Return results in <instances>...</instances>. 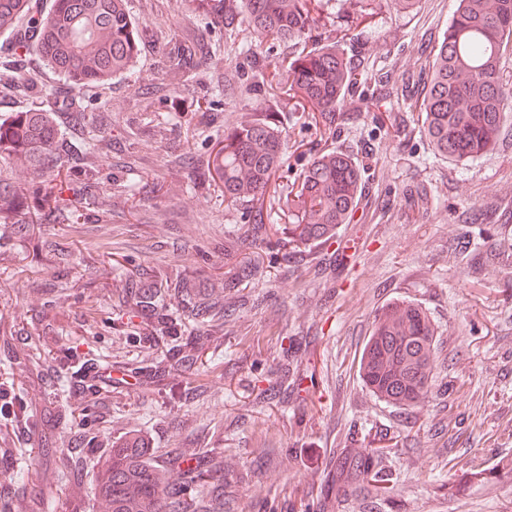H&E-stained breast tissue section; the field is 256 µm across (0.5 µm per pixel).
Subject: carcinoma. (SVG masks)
<instances>
[{"instance_id":"cac0c4a2","label":"carcinoma","mask_w":512,"mask_h":512,"mask_svg":"<svg viewBox=\"0 0 512 512\" xmlns=\"http://www.w3.org/2000/svg\"><path fill=\"white\" fill-rule=\"evenodd\" d=\"M206 13L224 28L242 19L261 41L291 48L287 65L255 74L256 86H277L309 118L330 131L336 109L359 84L356 66L338 42L313 34L322 0H201ZM29 0H0V30L29 11ZM35 50L69 84L72 98L88 83L107 84L128 75L141 36L128 0H54L51 11L32 21ZM512 44V0H458V8L438 42L432 65L423 72V89L413 103L423 115L421 131L438 155L475 158L495 145L512 119V85L502 81L500 59ZM224 145L208 167L224 182L229 205H257L248 248L229 231L224 236V287L233 289L262 268L261 250L287 245H320L341 224L353 220L361 192V173L351 158L328 149L303 169L293 187L273 181L281 163V131L265 118L244 116L224 129ZM13 161L32 185L40 209L52 212L61 195L72 192L85 209H110L92 191L96 170L85 154L64 143L40 106L0 114V161ZM269 212H263L264 201ZM288 223L279 224L281 217ZM31 206L24 187L0 170V220L28 224ZM436 327L420 305L401 301L382 310L359 360V375L378 399L396 408L421 402L428 394L436 359ZM254 386L253 406L271 404L288 384V364ZM344 467L370 480L382 492L392 480L371 458L351 459ZM203 474L189 467L165 481L160 467L137 445L112 449L94 495L108 512H203L206 506L186 497L189 483Z\"/></svg>"}]
</instances>
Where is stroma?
<instances>
[{
  "mask_svg": "<svg viewBox=\"0 0 512 512\" xmlns=\"http://www.w3.org/2000/svg\"><path fill=\"white\" fill-rule=\"evenodd\" d=\"M354 3L329 0L315 21L363 74L330 138L282 98L249 91L250 70L225 84L224 22L195 0H129L142 33L134 79L87 85L71 110L57 74L18 49L28 18L0 32V70L17 66L24 80L0 84V113L44 104L63 140L88 152L77 109L103 117L112 142L96 154L111 210L63 200L45 224L0 223V448L13 451L0 512H103L92 493L101 467L138 436L152 438L151 462L206 470L190 490L203 501L223 493V512H512V266L494 259L512 253V216L499 214L512 213V124L476 158L434 155L406 96L457 0H419L404 15L383 0L351 27ZM180 42L208 50L183 78L191 105L164 88ZM248 112L282 130L280 183L324 149L350 154L363 187L337 235L357 251L330 281L314 275L324 247L268 256L263 276L238 287L250 305L218 320L192 307H223L224 234L246 231L254 210L226 207L222 181L197 164ZM468 208L481 215L465 230ZM154 282L176 332L155 330L150 312L128 315L133 288ZM185 282L191 295L177 291ZM400 300L437 328L432 388L407 409L375 398L358 373L376 315ZM285 358L299 388L254 410L256 378ZM75 446L79 467L58 469ZM379 447L393 480L376 497L339 461ZM468 462L484 479L466 476Z\"/></svg>",
  "mask_w": 512,
  "mask_h": 512,
  "instance_id": "35a3bbf8",
  "label": "stroma"
}]
</instances>
